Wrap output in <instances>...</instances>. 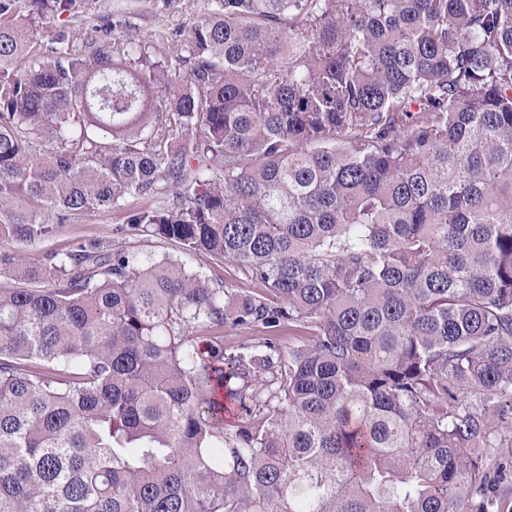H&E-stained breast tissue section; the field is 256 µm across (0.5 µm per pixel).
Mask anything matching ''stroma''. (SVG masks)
Returning a JSON list of instances; mask_svg holds the SVG:
<instances>
[{
	"label": "stroma",
	"instance_id": "obj_1",
	"mask_svg": "<svg viewBox=\"0 0 512 512\" xmlns=\"http://www.w3.org/2000/svg\"><path fill=\"white\" fill-rule=\"evenodd\" d=\"M209 0H71L69 9L59 15L33 12L28 0H20L17 19L27 34L42 46H50L57 35L72 38L76 52H90V38L120 41L131 37L147 44L152 59L162 60L170 54L168 34L183 28L208 9ZM139 199L129 200L124 209H100L71 216L57 225L54 232L22 251L32 264L40 262L50 251L68 248L81 239L97 238L116 248H127L143 255L169 257L184 263L186 269L209 283L223 284L232 291L258 293V286L239 267L214 260L197 252L183 253L173 243L136 234L127 230L130 210L142 207Z\"/></svg>",
	"mask_w": 512,
	"mask_h": 512
}]
</instances>
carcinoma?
Instances as JSON below:
<instances>
[{"label":"carcinoma","instance_id":"carcinoma-1","mask_svg":"<svg viewBox=\"0 0 512 512\" xmlns=\"http://www.w3.org/2000/svg\"><path fill=\"white\" fill-rule=\"evenodd\" d=\"M15 2L0 512H512V0H209L163 61L44 50ZM131 198L273 299L100 239L23 261ZM228 322L268 338L189 333ZM191 336H224V349H235L239 345L246 343L248 345H259L267 338L266 333L261 327H233L225 325L224 330H209L200 327H194Z\"/></svg>","mask_w":512,"mask_h":512}]
</instances>
